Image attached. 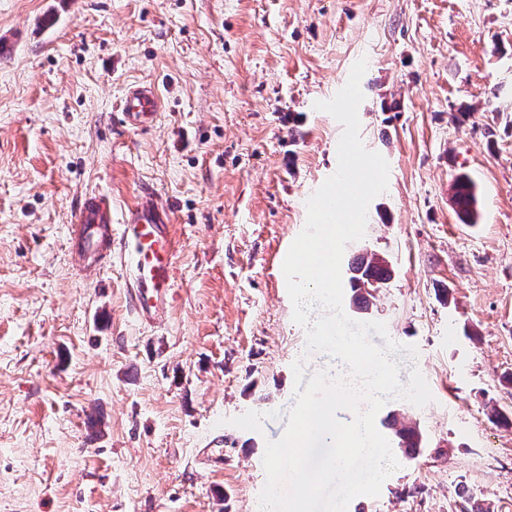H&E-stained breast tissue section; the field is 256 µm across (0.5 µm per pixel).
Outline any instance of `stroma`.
<instances>
[{
    "label": "stroma",
    "instance_id": "35a3bbf8",
    "mask_svg": "<svg viewBox=\"0 0 512 512\" xmlns=\"http://www.w3.org/2000/svg\"><path fill=\"white\" fill-rule=\"evenodd\" d=\"M1 40L0 512H260L293 363L336 364L282 265L338 168L314 104L362 58L360 136L389 181L343 258L392 277L343 311L385 323L433 400H386L377 430L417 423L427 447L350 512H458L464 491L512 512V0H0ZM134 85L161 96L151 126L119 109ZM145 189L178 241L156 327L120 263L85 277L67 241L85 195L119 211ZM215 438L220 467L198 455ZM453 202L459 213L473 222L477 218V196L474 183L466 176H460L453 184Z\"/></svg>",
    "mask_w": 512,
    "mask_h": 512
}]
</instances>
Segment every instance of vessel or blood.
<instances>
[{
  "label": "vessel or blood",
  "mask_w": 512,
  "mask_h": 512,
  "mask_svg": "<svg viewBox=\"0 0 512 512\" xmlns=\"http://www.w3.org/2000/svg\"><path fill=\"white\" fill-rule=\"evenodd\" d=\"M159 108L153 87H133L125 95L123 113L129 124L149 122ZM68 237L78 270H92L120 258L134 283L130 303L141 322L153 324L167 313L173 298L174 241L170 213L153 193L139 195L119 224L113 221L107 198H84L70 217Z\"/></svg>",
  "instance_id": "obj_1"
}]
</instances>
